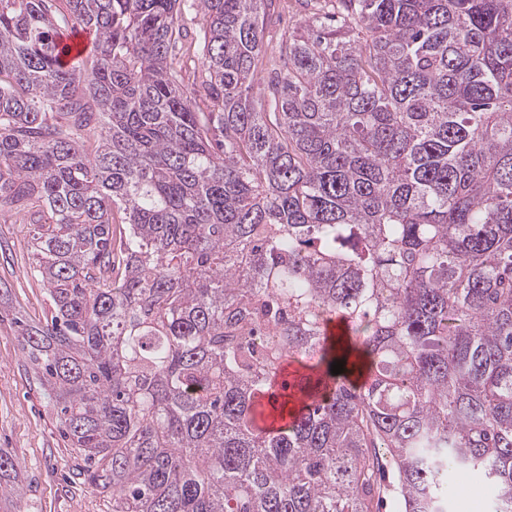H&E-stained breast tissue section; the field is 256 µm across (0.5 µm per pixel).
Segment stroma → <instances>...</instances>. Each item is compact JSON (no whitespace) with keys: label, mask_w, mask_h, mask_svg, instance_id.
Wrapping results in <instances>:
<instances>
[{"label":"stroma","mask_w":512,"mask_h":512,"mask_svg":"<svg viewBox=\"0 0 512 512\" xmlns=\"http://www.w3.org/2000/svg\"><path fill=\"white\" fill-rule=\"evenodd\" d=\"M0 452L18 468L0 486V512H111L106 496L87 481L83 462L59 433L52 403L22 355L18 336L26 323L50 313L46 289L30 270L29 235L22 211L0 221ZM449 483L466 493L448 512H489L490 485L474 472L449 469Z\"/></svg>","instance_id":"1"}]
</instances>
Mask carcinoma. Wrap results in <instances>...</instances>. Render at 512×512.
Returning <instances> with one entry per match:
<instances>
[{"label":"carcinoma","mask_w":512,"mask_h":512,"mask_svg":"<svg viewBox=\"0 0 512 512\" xmlns=\"http://www.w3.org/2000/svg\"><path fill=\"white\" fill-rule=\"evenodd\" d=\"M181 2L0 0V216L51 306L21 350L88 480L373 512L392 463L446 512L453 466L512 512V0H323L270 54L277 0H200L198 43Z\"/></svg>","instance_id":"obj_1"}]
</instances>
